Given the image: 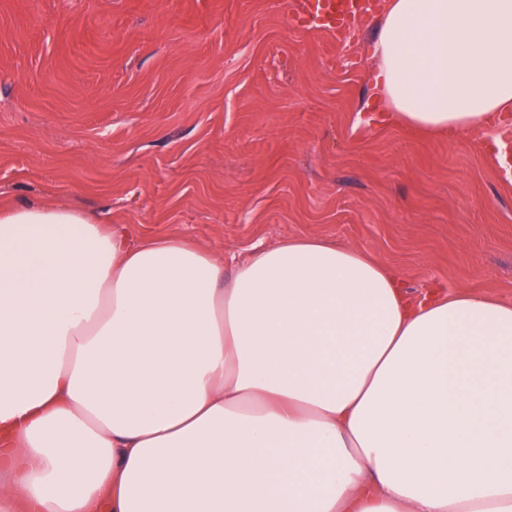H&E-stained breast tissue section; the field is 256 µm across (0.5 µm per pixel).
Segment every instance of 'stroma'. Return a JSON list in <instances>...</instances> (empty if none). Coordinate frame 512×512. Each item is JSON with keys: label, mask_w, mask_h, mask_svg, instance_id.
Here are the masks:
<instances>
[{"label": "stroma", "mask_w": 512, "mask_h": 512, "mask_svg": "<svg viewBox=\"0 0 512 512\" xmlns=\"http://www.w3.org/2000/svg\"><path fill=\"white\" fill-rule=\"evenodd\" d=\"M287 0H0V209L53 203L221 263L294 235L412 296L512 300V177L485 129L384 124L372 44Z\"/></svg>", "instance_id": "stroma-1"}]
</instances>
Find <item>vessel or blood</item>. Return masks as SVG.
Instances as JSON below:
<instances>
[{
	"mask_svg": "<svg viewBox=\"0 0 512 512\" xmlns=\"http://www.w3.org/2000/svg\"><path fill=\"white\" fill-rule=\"evenodd\" d=\"M384 7L385 0H294L292 17L299 27L324 32L342 43Z\"/></svg>",
	"mask_w": 512,
	"mask_h": 512,
	"instance_id": "obj_1",
	"label": "vessel or blood"
}]
</instances>
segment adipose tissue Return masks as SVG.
Instances as JSON below:
<instances>
[{
  "label": "adipose tissue",
  "mask_w": 512,
  "mask_h": 512,
  "mask_svg": "<svg viewBox=\"0 0 512 512\" xmlns=\"http://www.w3.org/2000/svg\"><path fill=\"white\" fill-rule=\"evenodd\" d=\"M394 124L512 110V0H390ZM512 512V301L310 236L231 269L0 211V512Z\"/></svg>",
  "instance_id": "adipose-tissue-1"
}]
</instances>
